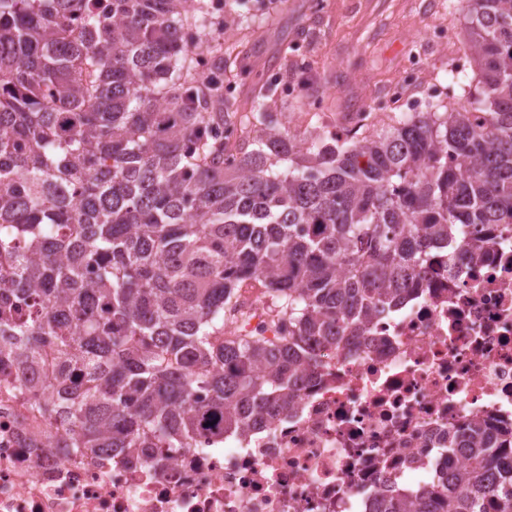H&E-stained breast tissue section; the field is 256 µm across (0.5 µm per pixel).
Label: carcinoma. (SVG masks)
Returning a JSON list of instances; mask_svg holds the SVG:
<instances>
[{
	"label": "carcinoma",
	"mask_w": 512,
	"mask_h": 512,
	"mask_svg": "<svg viewBox=\"0 0 512 512\" xmlns=\"http://www.w3.org/2000/svg\"><path fill=\"white\" fill-rule=\"evenodd\" d=\"M466 103L296 143L258 82L193 60L203 0H0V364L60 395L45 448H185L288 409L316 353L363 335L467 224L512 231V0H468ZM259 279L288 338L226 336ZM373 512H512V432ZM496 468L501 483L489 477ZM224 90H227V94L236 99L241 111H250L256 91L254 81L251 78L245 79L233 64L224 73Z\"/></svg>",
	"instance_id": "obj_1"
}]
</instances>
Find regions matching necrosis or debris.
Listing matches in <instances>:
<instances>
[{
  "instance_id": "4bbe7bcc",
  "label": "necrosis or debris",
  "mask_w": 512,
  "mask_h": 512,
  "mask_svg": "<svg viewBox=\"0 0 512 512\" xmlns=\"http://www.w3.org/2000/svg\"><path fill=\"white\" fill-rule=\"evenodd\" d=\"M434 253L404 303L363 336L322 347L299 398L264 426L205 435L163 461L137 450L41 448L31 402L56 395L0 380V512H366L389 487L413 498L451 433L512 430V237ZM245 332L287 336L255 281Z\"/></svg>"
}]
</instances>
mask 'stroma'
Wrapping results in <instances>:
<instances>
[{"label": "stroma", "mask_w": 512, "mask_h": 512, "mask_svg": "<svg viewBox=\"0 0 512 512\" xmlns=\"http://www.w3.org/2000/svg\"><path fill=\"white\" fill-rule=\"evenodd\" d=\"M207 0L210 12L223 15L225 28H211L208 40L225 57H239L253 75L280 78L276 109L297 139L348 127V115L373 112L374 129L396 121L383 112L384 88L400 81L411 58L420 71L407 89L414 112L424 110L434 85L445 88L443 102L474 82V65L458 74L450 68L456 49L436 41L438 29L462 35L466 23L459 0Z\"/></svg>", "instance_id": "35a3bbf8"}]
</instances>
